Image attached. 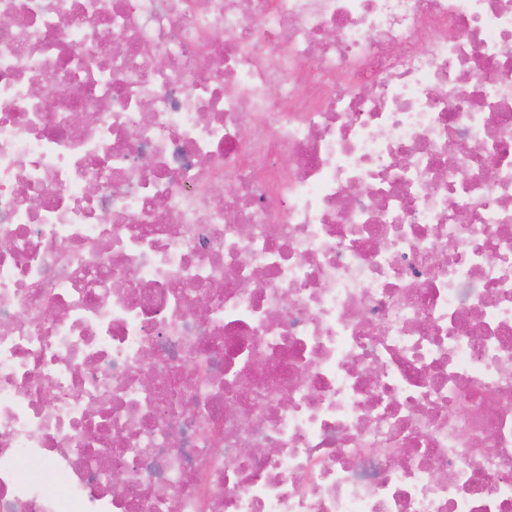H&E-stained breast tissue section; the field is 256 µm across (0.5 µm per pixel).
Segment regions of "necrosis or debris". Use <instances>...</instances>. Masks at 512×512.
<instances>
[{
    "mask_svg": "<svg viewBox=\"0 0 512 512\" xmlns=\"http://www.w3.org/2000/svg\"><path fill=\"white\" fill-rule=\"evenodd\" d=\"M0 512H512V0H0Z\"/></svg>",
    "mask_w": 512,
    "mask_h": 512,
    "instance_id": "4bbe7bcc",
    "label": "necrosis or debris"
}]
</instances>
